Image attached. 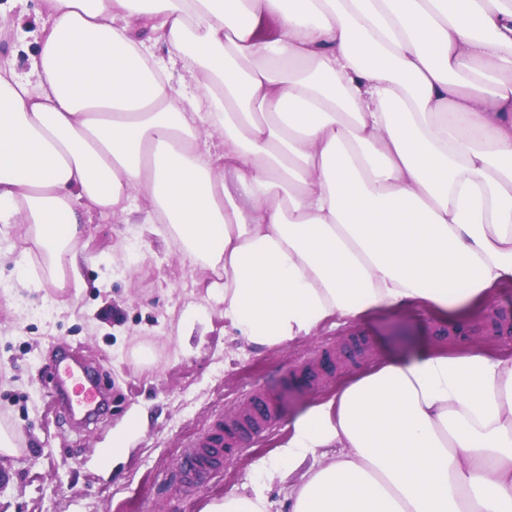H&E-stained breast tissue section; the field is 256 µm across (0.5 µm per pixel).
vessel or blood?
Segmentation results:
<instances>
[{"label": "vessel or blood", "instance_id": "1", "mask_svg": "<svg viewBox=\"0 0 512 512\" xmlns=\"http://www.w3.org/2000/svg\"><path fill=\"white\" fill-rule=\"evenodd\" d=\"M56 373L64 385V399L68 409L94 415L99 409L102 390L94 380L82 379L65 361H58ZM276 420V410L271 397L256 395L255 407L241 419L217 423L212 432L196 438L183 451L176 462L177 478L183 488L191 493L201 492L210 482L216 466L224 455L233 454L240 436L256 435L269 430Z\"/></svg>", "mask_w": 512, "mask_h": 512}]
</instances>
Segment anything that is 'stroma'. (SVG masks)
<instances>
[{
    "label": "stroma",
    "instance_id": "1",
    "mask_svg": "<svg viewBox=\"0 0 512 512\" xmlns=\"http://www.w3.org/2000/svg\"><path fill=\"white\" fill-rule=\"evenodd\" d=\"M40 8V0H0V53L21 63L35 53L18 35ZM85 240L80 283L59 290L18 287L16 259L29 244L10 230L0 236V282L10 285L0 292V425L22 445L0 468V512H205L250 490L259 461L287 442L291 419L386 358L424 345L512 357V285L462 319L376 311L257 351L231 334L223 304L200 288L203 270L163 236L97 218ZM74 356L110 391L95 427L63 409L47 370ZM254 391L275 400L273 428L241 442L203 495L180 493L174 465L185 445L216 420L246 414ZM118 434L127 443L115 454Z\"/></svg>",
    "mask_w": 512,
    "mask_h": 512
}]
</instances>
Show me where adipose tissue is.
Listing matches in <instances>:
<instances>
[{"instance_id": "obj_1", "label": "adipose tissue", "mask_w": 512, "mask_h": 512, "mask_svg": "<svg viewBox=\"0 0 512 512\" xmlns=\"http://www.w3.org/2000/svg\"><path fill=\"white\" fill-rule=\"evenodd\" d=\"M40 19L27 72L0 62L23 287L79 279L96 216L167 235L257 350L512 283V0H43ZM291 429L259 465L305 467L288 512H512V358L390 357Z\"/></svg>"}]
</instances>
